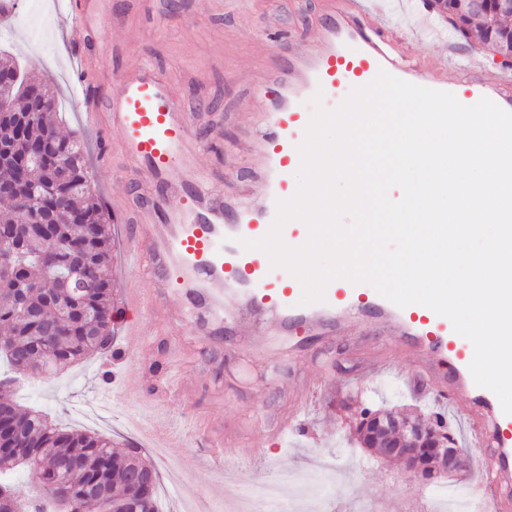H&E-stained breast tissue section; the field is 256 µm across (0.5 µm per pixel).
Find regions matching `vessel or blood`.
Returning <instances> with one entry per match:
<instances>
[{
	"instance_id": "b4317fda",
	"label": "vessel or blood",
	"mask_w": 512,
	"mask_h": 512,
	"mask_svg": "<svg viewBox=\"0 0 512 512\" xmlns=\"http://www.w3.org/2000/svg\"><path fill=\"white\" fill-rule=\"evenodd\" d=\"M321 2L322 10L308 18L304 34L287 40V97L270 103L262 78L242 103L239 148L247 159L243 178L259 184L261 196L251 206L228 209L223 190L214 184L215 172L202 166L205 149L224 141L223 114L189 108L147 59L134 58L112 70L93 67L84 48L90 34L107 22L110 0H65L83 86L99 84L106 76L119 86L107 101L84 97L82 114L90 126L117 133L124 161L120 177H143L146 187L158 191L146 205L128 202L120 211L131 230V267H153L151 287L128 297L136 315L122 320L124 350L143 356L148 347L144 317H157L160 301L175 293L194 299L183 318L201 324L205 337L222 329L224 297L230 291L241 293L248 308L267 312L276 324H291L302 332H347L362 315H369L386 327L392 341L411 348L422 375L464 403L467 428L481 446L475 464L491 473L490 479L474 481L471 494L488 512H512V414L504 413L492 391L475 384L469 370L473 349L448 318L419 304L397 307L367 284L345 279L327 285L324 302L300 305V282L273 269L264 252L239 244L243 238H262L276 215L277 201L297 191L298 147L314 94H321L323 106L332 110L343 93L385 71L452 93L465 105L485 97L512 112L511 75L491 70L475 56L459 67L449 49L440 61L400 66L387 47L408 48L422 39V31L385 26L379 11L363 0ZM151 425L150 443H173L167 417H152Z\"/></svg>"
}]
</instances>
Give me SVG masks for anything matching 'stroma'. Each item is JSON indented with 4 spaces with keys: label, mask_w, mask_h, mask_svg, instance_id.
<instances>
[{
    "label": "stroma",
    "mask_w": 512,
    "mask_h": 512,
    "mask_svg": "<svg viewBox=\"0 0 512 512\" xmlns=\"http://www.w3.org/2000/svg\"><path fill=\"white\" fill-rule=\"evenodd\" d=\"M29 2L16 0L10 24L0 33V59H14L29 75L45 80L59 100L70 103L60 113L58 130L83 141L92 185L113 217L111 275L115 306L122 310L132 289L149 285L126 262L127 233L116 217L118 206L140 190L130 180L113 182L101 160L102 145L85 126L77 105L80 90L64 11L54 13V35L44 43L24 22ZM113 2L112 19L101 39L88 45L87 54L95 60L107 58L116 25L135 29V40L127 44L129 53H147L183 97L193 103L204 101L223 113L224 145L206 161L234 179L235 190H242V183L235 180L237 160L228 147L238 133V103L265 66L253 56L255 39L274 17L288 33H299L305 18L318 11L319 0H224L220 11L200 4L175 11L162 0ZM372 2L387 23L406 29L429 25L428 38L413 47L418 55H440L443 41L456 35L445 17L427 10L425 0ZM144 329L149 354L141 361L116 363L108 353L91 355L55 373L21 381L15 397L25 408L47 413L59 428L108 436L120 452L141 449L159 476L160 512H183L187 462L210 451L218 438L224 441L225 486L235 487L242 479L273 480L269 463L277 461L305 497L301 503L289 502L290 512H440L443 492L463 491L477 476L471 470L419 479L403 465L362 451L350 440L339 410L344 402L355 412L370 407L412 415L444 413L457 447L470 455L475 452L459 401L429 387H409L407 380L415 368L402 351L381 344L369 321H362L351 335L309 341L295 357L277 344L255 354L248 339L236 334L201 344L190 326L183 327L181 335L170 336L160 317L145 323ZM366 353L385 363L381 376L359 377L360 358ZM107 369L140 376L142 384L127 393L116 389L102 396V373ZM164 373L185 383L186 396L174 391L157 400L155 380ZM161 410L174 418L182 433L171 447H146L142 428ZM283 415L291 417L295 427L279 442L272 432ZM241 445L261 449L262 454L240 460L236 452Z\"/></svg>",
    "instance_id": "1"
}]
</instances>
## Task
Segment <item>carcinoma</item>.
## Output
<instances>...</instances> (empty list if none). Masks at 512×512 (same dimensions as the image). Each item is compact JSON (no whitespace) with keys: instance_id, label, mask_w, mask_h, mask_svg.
Returning a JSON list of instances; mask_svg holds the SVG:
<instances>
[{"instance_id":"cac0c4a2","label":"carcinoma","mask_w":512,"mask_h":512,"mask_svg":"<svg viewBox=\"0 0 512 512\" xmlns=\"http://www.w3.org/2000/svg\"><path fill=\"white\" fill-rule=\"evenodd\" d=\"M438 13L468 39L477 24L480 43L512 55L509 12L488 0L476 11L472 0H441ZM26 79L0 84L8 100L0 112V194L14 202L13 212L0 217V330L13 339L18 354L0 352L8 369L0 371V408L13 413L11 427L0 434V492L17 493L5 476L24 466L47 497L26 504L27 512H51L60 489L79 502L80 509L102 512H158L156 485L131 488L139 454L117 453L112 441L96 434L66 433L36 410H20L9 385L17 373L36 376L112 343L111 232L109 215L99 203L87 176L83 147L75 137L56 133V98L44 91L54 110L21 92ZM45 224L48 237L32 236L27 225ZM64 323L67 333L51 336ZM421 438L431 441L448 431V422L434 414L419 422ZM355 440L368 451L384 439L373 427L352 428Z\"/></svg>"}]
</instances>
